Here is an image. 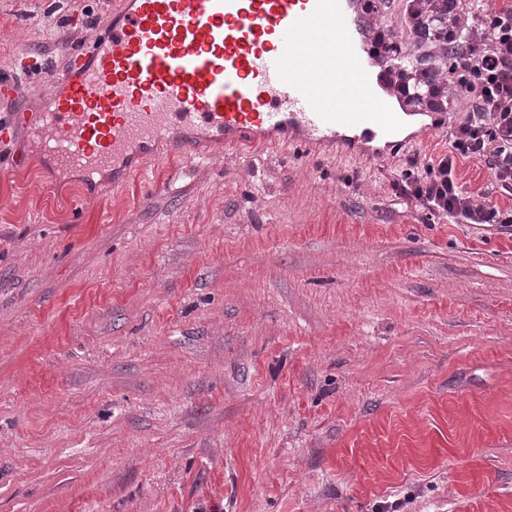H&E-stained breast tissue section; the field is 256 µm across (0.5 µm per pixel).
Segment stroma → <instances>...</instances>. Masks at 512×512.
Returning a JSON list of instances; mask_svg holds the SVG:
<instances>
[{"label":"stroma","instance_id":"obj_1","mask_svg":"<svg viewBox=\"0 0 512 512\" xmlns=\"http://www.w3.org/2000/svg\"><path fill=\"white\" fill-rule=\"evenodd\" d=\"M117 0H0L45 103ZM364 159L245 146L125 185L0 142V512H512V231Z\"/></svg>","mask_w":512,"mask_h":512}]
</instances>
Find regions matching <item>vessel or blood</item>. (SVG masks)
<instances>
[{
    "label": "vessel or blood",
    "mask_w": 512,
    "mask_h": 512,
    "mask_svg": "<svg viewBox=\"0 0 512 512\" xmlns=\"http://www.w3.org/2000/svg\"><path fill=\"white\" fill-rule=\"evenodd\" d=\"M111 25L47 70L46 111L0 117L61 169L125 181L168 146L201 157L296 143L393 144L402 113L376 91L360 0H122Z\"/></svg>",
    "instance_id": "b4317fda"
}]
</instances>
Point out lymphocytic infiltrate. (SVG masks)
<instances>
[{"mask_svg":"<svg viewBox=\"0 0 512 512\" xmlns=\"http://www.w3.org/2000/svg\"><path fill=\"white\" fill-rule=\"evenodd\" d=\"M488 17L498 32L497 38L471 59L466 82L447 87L421 83L400 67L393 32L373 27L369 39L375 47L373 57L385 68L390 84L399 92L411 111L438 112L449 95H456L466 114L453 129L451 149L428 158L424 173L402 181L390 171L402 198L416 211L437 214L453 224H512V203L504 207L497 196L512 200V0L505 5H490L488 0H467ZM403 25L411 35L425 26L435 28L440 52L431 59L433 66L447 69L448 48L467 41L458 16L442 14L431 20L413 0H401ZM476 157L490 163L491 180L477 191H469L456 175V157Z\"/></svg>","mask_w":512,"mask_h":512,"instance_id":"lymphocytic-infiltrate-1","label":"lymphocytic infiltrate"}]
</instances>
